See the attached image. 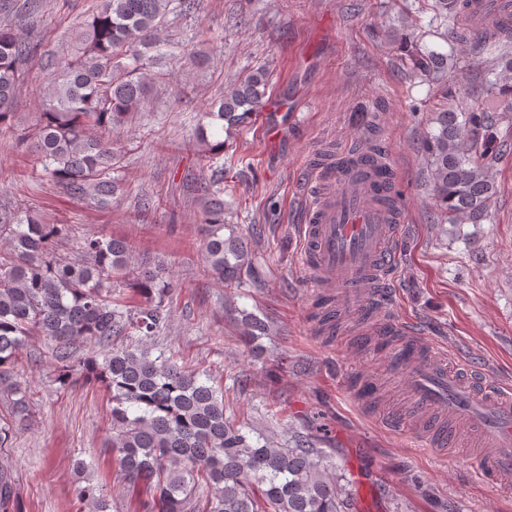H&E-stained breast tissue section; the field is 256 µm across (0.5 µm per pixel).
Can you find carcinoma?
<instances>
[{
  "label": "carcinoma",
  "mask_w": 512,
  "mask_h": 512,
  "mask_svg": "<svg viewBox=\"0 0 512 512\" xmlns=\"http://www.w3.org/2000/svg\"><path fill=\"white\" fill-rule=\"evenodd\" d=\"M473 0H431L434 19L450 43H469L492 62L480 93L489 108L434 113L423 142L438 221L481 224L496 194V171L512 154V135L492 133L512 123V16L479 29ZM198 0H100L96 12L72 31L74 52L48 65V91L33 123H18L15 103L37 45L0 23V136L31 152L43 176L69 198L108 210L120 186L112 177V137L142 109L147 51L159 45L169 10L191 13ZM410 69L443 81L460 61L415 45ZM268 72L260 67L230 85L206 111L227 127L244 122L266 100ZM208 160L224 153V141L198 130ZM204 233L205 271L226 288H237L252 269L248 244L225 221L224 188L204 181L195 188ZM63 224H44L29 208L0 206V512H23L18 483L4 461L14 432L32 412L27 387L9 369L30 336L51 341L55 381L66 389L79 381L97 385L111 403V448L118 471L132 488H145L149 512H352L345 472L313 446L311 438L288 441L229 420L224 388L210 375L178 364L163 353L151 357L146 341L169 321L174 285L159 261L134 271L133 245L125 238L88 235L73 254L55 251ZM125 285L140 297L130 306L112 296ZM242 335H267L255 314L240 312ZM142 343L118 347L119 338ZM91 346L77 357L80 344ZM78 502L89 512H111L103 483L79 484Z\"/></svg>",
  "instance_id": "obj_1"
}]
</instances>
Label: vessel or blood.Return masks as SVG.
<instances>
[{"label":"vessel or blood","instance_id":"1","mask_svg":"<svg viewBox=\"0 0 512 512\" xmlns=\"http://www.w3.org/2000/svg\"><path fill=\"white\" fill-rule=\"evenodd\" d=\"M481 24L512 15V0H478ZM403 210L385 151L340 152L317 166L306 188L300 263L312 293H341L352 314L375 318L393 336V374L407 382L422 413L443 412L444 426L418 428L407 416L387 417L395 432L414 435L432 448H469L478 478L495 487L512 485V388L487 372L411 339L408 326L389 322V287L399 261Z\"/></svg>","mask_w":512,"mask_h":512}]
</instances>
